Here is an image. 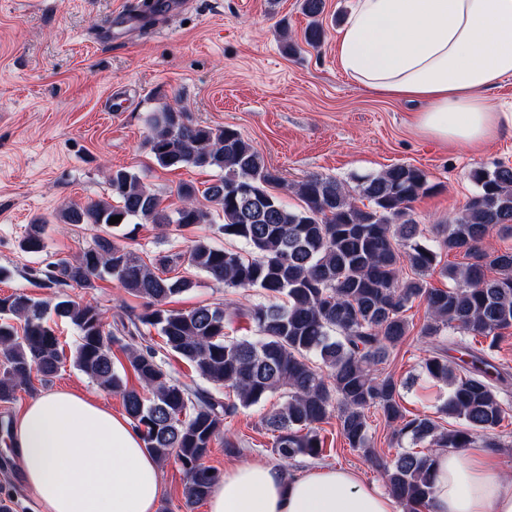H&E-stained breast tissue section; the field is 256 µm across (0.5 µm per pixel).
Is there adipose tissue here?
Returning a JSON list of instances; mask_svg holds the SVG:
<instances>
[{"instance_id":"adipose-tissue-1","label":"adipose tissue","mask_w":512,"mask_h":512,"mask_svg":"<svg viewBox=\"0 0 512 512\" xmlns=\"http://www.w3.org/2000/svg\"><path fill=\"white\" fill-rule=\"evenodd\" d=\"M353 82L420 103L425 136L481 147L512 127L489 91L512 78V0H354L336 39ZM12 443L46 512H157L160 465L129 419L68 390L28 402ZM431 512H512V480L485 453L443 451ZM208 512H396L394 499L352 471L249 460L228 468Z\"/></svg>"}]
</instances>
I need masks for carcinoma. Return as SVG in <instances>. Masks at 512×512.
<instances>
[{"mask_svg": "<svg viewBox=\"0 0 512 512\" xmlns=\"http://www.w3.org/2000/svg\"><path fill=\"white\" fill-rule=\"evenodd\" d=\"M300 8L310 19L304 42L316 47L325 38V0H301ZM145 122L156 165L216 170V178L202 189L179 185L182 206L170 212L139 174L116 169L108 178L112 200L60 210L63 224H91L105 232L76 258L53 263L49 282L93 289L108 277L144 300L146 309L122 324L118 337L89 302L61 299L52 305L24 292L1 296L0 402L15 400L35 378L51 382L71 363L121 397L127 417L160 462L181 465L187 507L207 498L223 478L204 460L224 420L239 410L281 395L263 425L273 433L272 454L288 462L322 454L318 425L333 416L351 448L373 453L366 410L374 407L392 438L428 448L399 451L390 460L376 455L374 463L407 512H430L437 452L476 447L477 436L499 426L512 398V375L493 355L512 329V251L483 248L494 232L512 234V166L473 169L477 193L466 213L430 241L412 215L413 202L432 189L418 167L393 165L359 178L353 190L334 177L308 176L295 185L300 205L291 208L272 192L281 181L278 171L237 129L202 125L184 108L169 105L148 113ZM358 198L368 204L359 206ZM114 216L121 221L111 225ZM217 217L218 233L238 240L237 248L198 239L183 252L160 253L147 263L113 235L129 224L183 230ZM45 231V222L33 221L21 249L42 252ZM460 250L470 262L442 268L453 286L430 287L426 277L441 252ZM181 262L227 288L254 291L259 301L244 313L228 304L166 308L169 298L193 287L189 278L165 276ZM415 299L428 311L419 330L432 344L424 373L452 385L439 412L464 422L462 429L446 430L429 415L407 418L405 384L378 369L389 349L410 335L404 311ZM53 314L77 332L70 354L56 335ZM241 315L253 321L256 333L226 339V328ZM153 329L207 387L171 377L148 340ZM477 336L486 346H472ZM115 345L125 352L140 388L128 386L115 369ZM450 346L461 353L455 361L448 359Z\"/></svg>", "mask_w": 512, "mask_h": 512, "instance_id": "cac0c4a2", "label": "carcinoma"}]
</instances>
